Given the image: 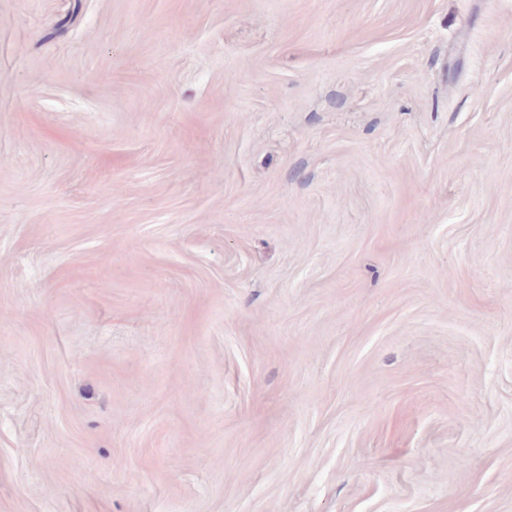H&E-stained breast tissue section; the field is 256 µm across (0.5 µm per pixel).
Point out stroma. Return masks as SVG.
<instances>
[{"label":"stroma","mask_w":512,"mask_h":512,"mask_svg":"<svg viewBox=\"0 0 512 512\" xmlns=\"http://www.w3.org/2000/svg\"><path fill=\"white\" fill-rule=\"evenodd\" d=\"M0 512H512V0H0Z\"/></svg>","instance_id":"obj_1"}]
</instances>
